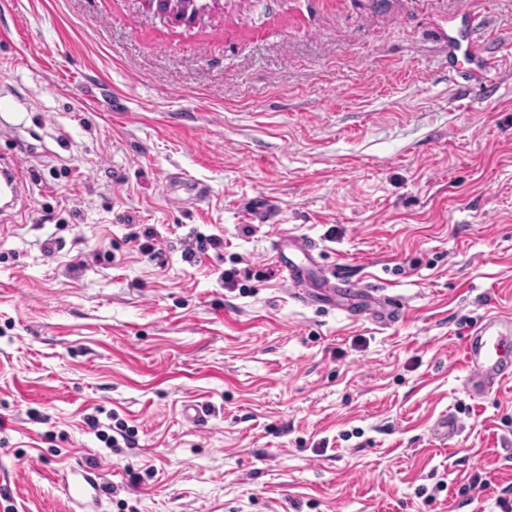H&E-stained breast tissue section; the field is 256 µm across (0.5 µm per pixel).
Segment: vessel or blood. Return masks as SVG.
<instances>
[{"label":"vessel or blood","mask_w":512,"mask_h":512,"mask_svg":"<svg viewBox=\"0 0 512 512\" xmlns=\"http://www.w3.org/2000/svg\"><path fill=\"white\" fill-rule=\"evenodd\" d=\"M448 50L461 54L475 70L485 66L479 46L473 38L470 24H463L459 36L449 38ZM271 250L297 300L309 304L314 300L310 284H317L323 297L336 294L359 296L376 301L380 308L378 321L389 325L401 320L404 311L393 298H376L374 289L364 287L350 277L318 265L313 245L302 237L291 236L273 241ZM466 375L464 384L476 399L487 398L501 385L512 379V315L494 313L478 325L464 340ZM58 480L70 500L80 501L85 494L100 495L101 477L83 464L72 466L69 474Z\"/></svg>","instance_id":"vessel-or-blood-1"}]
</instances>
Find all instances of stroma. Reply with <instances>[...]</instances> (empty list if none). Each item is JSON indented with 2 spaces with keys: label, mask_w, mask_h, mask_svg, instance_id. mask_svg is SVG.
Instances as JSON below:
<instances>
[{
  "label": "stroma",
  "mask_w": 512,
  "mask_h": 512,
  "mask_svg": "<svg viewBox=\"0 0 512 512\" xmlns=\"http://www.w3.org/2000/svg\"><path fill=\"white\" fill-rule=\"evenodd\" d=\"M0 104V512H71L78 460L99 512H500L512 383L473 399L463 345L512 312V0H0ZM291 234L405 320L294 300ZM144 3L148 8L157 3L159 11L174 18L188 22L196 21V0H144ZM448 50L455 56L456 53H460L469 64L474 66L476 71L484 69L485 61L478 44L473 38L468 19L462 25L459 38L448 37ZM70 473L73 475L70 482L65 474H57V478H55V483L61 482V486L70 500L79 502L88 492H91L95 498L100 497L101 477L96 470L85 468L78 462L70 468Z\"/></svg>",
  "instance_id": "obj_1"
}]
</instances>
